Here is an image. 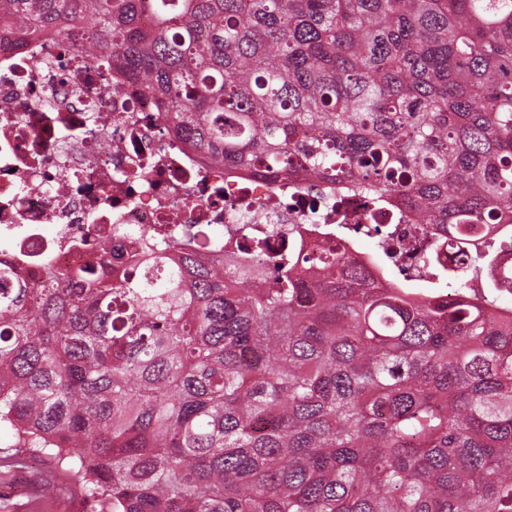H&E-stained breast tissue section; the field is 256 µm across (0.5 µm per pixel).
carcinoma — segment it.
I'll list each match as a JSON object with an SVG mask.
<instances>
[{"mask_svg":"<svg viewBox=\"0 0 512 512\" xmlns=\"http://www.w3.org/2000/svg\"><path fill=\"white\" fill-rule=\"evenodd\" d=\"M149 24L142 23L143 16ZM215 166L303 177L453 241L418 281L385 226L171 252L129 237L20 278L0 253V428L95 512H512V0H0ZM376 242L363 262L338 247Z\"/></svg>","mask_w":512,"mask_h":512,"instance_id":"cac0c4a2","label":"carcinoma"}]
</instances>
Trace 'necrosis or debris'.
I'll return each instance as SVG.
<instances>
[{"label":"necrosis or debris","mask_w":512,"mask_h":512,"mask_svg":"<svg viewBox=\"0 0 512 512\" xmlns=\"http://www.w3.org/2000/svg\"><path fill=\"white\" fill-rule=\"evenodd\" d=\"M97 106L88 124V106ZM209 157L169 140L155 101L107 64L49 38L0 51V242L22 274L44 262L86 265L102 237L121 242L122 229L166 233L173 225L212 224L278 240L292 225L321 223L305 204L304 186L234 169L207 182ZM69 184L55 192L56 184ZM193 207H183V198ZM395 225V224H394ZM404 248L397 263L417 275L431 236L395 225Z\"/></svg>","instance_id":"necrosis-or-debris-1"}]
</instances>
